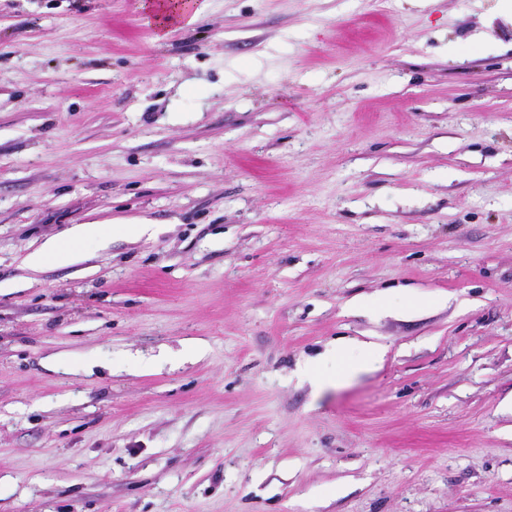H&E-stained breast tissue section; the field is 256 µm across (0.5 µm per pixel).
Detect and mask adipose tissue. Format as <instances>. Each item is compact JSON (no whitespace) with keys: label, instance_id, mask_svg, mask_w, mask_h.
Listing matches in <instances>:
<instances>
[{"label":"adipose tissue","instance_id":"obj_1","mask_svg":"<svg viewBox=\"0 0 512 512\" xmlns=\"http://www.w3.org/2000/svg\"><path fill=\"white\" fill-rule=\"evenodd\" d=\"M142 7L151 17L158 38H165L170 26L180 21L194 22L200 13L194 0H172L170 6L159 5L157 0H143ZM151 227L147 224H77L69 228L64 237L52 238L45 241L37 250L26 258L29 267L38 268L47 264L70 263L80 247L89 241L99 244L109 242L116 234L150 233ZM346 353L344 347H335L328 350L321 360L310 363L306 368V375L311 382L318 386L343 380L351 375L373 369L382 362L384 353L381 349L366 346L361 348L355 359L345 362L341 370H330V363L343 360Z\"/></svg>","mask_w":512,"mask_h":512}]
</instances>
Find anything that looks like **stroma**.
Returning a JSON list of instances; mask_svg holds the SVG:
<instances>
[{
	"instance_id": "1",
	"label": "stroma",
	"mask_w": 512,
	"mask_h": 512,
	"mask_svg": "<svg viewBox=\"0 0 512 512\" xmlns=\"http://www.w3.org/2000/svg\"><path fill=\"white\" fill-rule=\"evenodd\" d=\"M201 2L0 0V512H512V18ZM170 7H163L157 0H143L142 8L151 17L157 30V38L164 39L170 26L176 22L187 20L192 23L198 17L202 6H196L198 1H170ZM151 232L150 224H75L67 230L64 237L45 241L26 257V263L31 268L47 264H68L80 247L88 241L104 244L118 233L145 235ZM346 349L339 346L328 350L320 361L311 362L306 368V376L316 386H323L330 383H336L353 374L373 369L382 362L384 352L380 348L365 346L361 348L356 357L339 371H330L327 366L330 363H336L346 354Z\"/></svg>"
}]
</instances>
